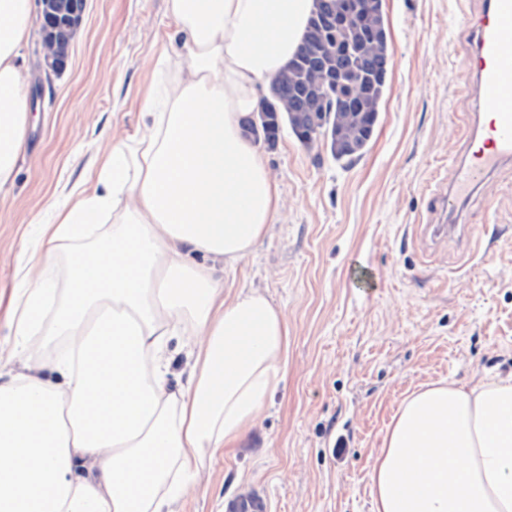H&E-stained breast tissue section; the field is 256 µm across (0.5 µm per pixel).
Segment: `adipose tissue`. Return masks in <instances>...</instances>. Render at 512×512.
<instances>
[{"instance_id":"ef3b65f1","label":"adipose tissue","mask_w":512,"mask_h":512,"mask_svg":"<svg viewBox=\"0 0 512 512\" xmlns=\"http://www.w3.org/2000/svg\"><path fill=\"white\" fill-rule=\"evenodd\" d=\"M314 0H167L188 64L155 86L41 223L0 322V512H175L284 378L288 323L229 294L279 193L243 132L296 54ZM35 0H0V187L23 148ZM62 340L46 360L29 340ZM372 512H512V375L429 384L400 404L369 471Z\"/></svg>"}]
</instances>
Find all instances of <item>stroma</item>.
<instances>
[{
	"mask_svg": "<svg viewBox=\"0 0 512 512\" xmlns=\"http://www.w3.org/2000/svg\"><path fill=\"white\" fill-rule=\"evenodd\" d=\"M484 4L383 0L388 87L367 149L338 162L286 133L266 151L282 207L227 279L267 291L284 313L286 377L177 512H227L250 493L265 512H371L369 468L408 393L512 374V162L445 216L474 225L479 250L429 249L418 230L478 119L466 56ZM166 7L88 0L59 75L37 68L32 37L25 144L13 184L0 188V299L49 206L113 141L139 135L153 84L183 65L163 53Z\"/></svg>",
	"mask_w": 512,
	"mask_h": 512,
	"instance_id": "obj_1",
	"label": "stroma"
}]
</instances>
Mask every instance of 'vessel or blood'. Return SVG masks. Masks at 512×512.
Masks as SVG:
<instances>
[{
  "mask_svg": "<svg viewBox=\"0 0 512 512\" xmlns=\"http://www.w3.org/2000/svg\"><path fill=\"white\" fill-rule=\"evenodd\" d=\"M475 93L481 114L478 127L466 131L465 158L453 170L440 199L466 202L473 187L503 162L512 159V0H487L477 19L473 57ZM425 234L471 239L467 224H428Z\"/></svg>",
  "mask_w": 512,
  "mask_h": 512,
  "instance_id": "b4317fda",
  "label": "vessel or blood"
}]
</instances>
